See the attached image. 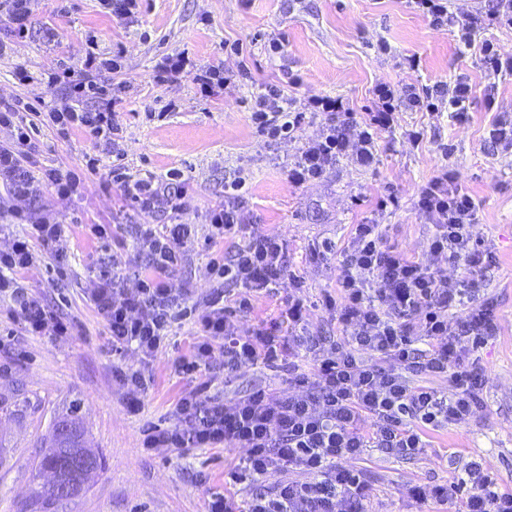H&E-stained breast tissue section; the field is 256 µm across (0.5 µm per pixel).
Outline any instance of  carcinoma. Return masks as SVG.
Listing matches in <instances>:
<instances>
[{
  "label": "carcinoma",
  "instance_id": "obj_1",
  "mask_svg": "<svg viewBox=\"0 0 512 512\" xmlns=\"http://www.w3.org/2000/svg\"><path fill=\"white\" fill-rule=\"evenodd\" d=\"M79 409L80 405H74L66 416L54 424L49 439V449L41 459L34 478L37 479L44 473L52 474L58 471L64 480L75 481L82 485L86 483V476L78 471H66L62 466L64 461L75 459L86 451L79 424Z\"/></svg>",
  "mask_w": 512,
  "mask_h": 512
}]
</instances>
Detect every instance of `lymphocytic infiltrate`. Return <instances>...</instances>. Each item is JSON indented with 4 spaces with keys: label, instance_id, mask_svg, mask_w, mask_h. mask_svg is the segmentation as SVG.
I'll use <instances>...</instances> for the list:
<instances>
[{
    "label": "lymphocytic infiltrate",
    "instance_id": "1",
    "mask_svg": "<svg viewBox=\"0 0 512 512\" xmlns=\"http://www.w3.org/2000/svg\"><path fill=\"white\" fill-rule=\"evenodd\" d=\"M415 9L436 28L456 30L465 51L478 56L491 81L486 99L495 95L496 79L512 76V55L501 53L485 38L489 27L512 29V0H490L486 12L457 16L446 0H411ZM185 54L170 56L156 67L154 82L163 87L192 77L202 94L248 79L245 61L232 67L211 66L191 70ZM121 68L118 58L87 53L79 67L56 62L47 71V83L62 94L48 105L45 117L59 135L85 128L113 156H121L123 130L116 120L118 102L112 76ZM473 87L466 75L450 83L438 82L422 90H409L397 101L387 84L375 89L372 108L357 114L342 100L314 96L295 108L283 86H261L251 106L250 119L257 136L270 140L296 137L306 117L322 116V135L306 143L288 171L290 184L300 186L322 179L348 156L359 165H371L381 133L395 128L399 108L448 114L459 125L469 119ZM36 108L24 99L0 101V127L10 129L0 141V212L13 223L28 224L30 235L0 249V294H11V317L22 320L35 336H68L74 321L48 311L42 300L25 291L19 278L43 256L56 263L58 282L68 278L63 243L69 226L62 218L33 208L42 186L58 197L83 194L95 162L83 167L59 166L36 173V144L32 140ZM112 183L121 196L143 216L159 212L176 216L173 224L136 225L135 240L146 270L135 289L124 286V263L113 255L93 277L88 296L106 322L114 354L135 350L149 363L162 349L175 324L189 315L180 299L187 288L173 287L170 278L187 260L195 234L191 224L179 223L187 209L180 170L167 179L130 178L122 165L112 167ZM244 179L224 185V199L209 210L210 240H233L227 253L209 261L223 293L207 302L196 322L203 336L189 356L181 358L182 373L212 370L215 341L224 347V371L233 373L244 364L287 363L288 383L298 394L281 399L262 388L231 401L207 396L208 382L186 391L176 406L178 422L154 425L143 433L142 446L151 448H242L246 454L226 474L229 485L248 493L246 504L234 494L212 497L207 512H366L369 488L349 459L375 448L389 454L418 456L431 446L428 430L467 424L473 418L484 386L470 366L472 355L493 339L498 326L492 309L481 301L479 284L495 263V253L474 241L471 228L478 204L456 184L447 166L418 191L417 208L432 224L431 261L414 260L387 246L378 216L387 208L379 202L377 218L356 225L344 249L325 242L312 248V256L339 253L336 291L324 294L322 308L344 333L332 343L311 336L306 307L289 300L281 318L258 323L242 335L240 322L250 315L252 300L289 286L302 287L299 276L286 266L287 243L247 220ZM463 265L464 277L449 279L444 263ZM456 319H449V312ZM311 354L313 372L301 371L292 360ZM374 361H367V354ZM414 375H443L447 389L412 384ZM298 470L302 481L266 487L271 474ZM417 498L448 504L453 512H512V493L501 491L497 480L477 460L470 461L462 478L446 486L418 490Z\"/></svg>",
    "mask_w": 512,
    "mask_h": 512
}]
</instances>
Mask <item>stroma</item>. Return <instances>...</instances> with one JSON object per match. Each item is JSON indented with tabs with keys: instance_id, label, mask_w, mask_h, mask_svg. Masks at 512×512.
I'll use <instances>...</instances> for the list:
<instances>
[{
	"instance_id": "1",
	"label": "stroma",
	"mask_w": 512,
	"mask_h": 512,
	"mask_svg": "<svg viewBox=\"0 0 512 512\" xmlns=\"http://www.w3.org/2000/svg\"><path fill=\"white\" fill-rule=\"evenodd\" d=\"M139 19L126 24L103 13L98 0H41L30 34L14 53L0 58V98L51 101L58 91L41 80L54 60L79 66L88 45L97 51H123L124 71L113 79L123 129L122 164L128 175L165 178L183 172L189 209L183 222L197 225L198 235L187 264L171 279L173 287L190 284L184 306L204 310L214 286L208 271L211 252H225L230 241L205 246L208 207L224 198V183L246 180L248 217L261 230L288 243L289 272L300 276L298 294L310 305V332L330 342L342 331L317 300L334 291L336 260L312 259L313 244L324 240L344 248L353 225L371 216L377 201L394 194L383 232L389 246L429 261L432 224L416 207V193L445 165L479 205L473 238L491 246L497 264L481 283V298L492 302L498 332L474 355L485 386L482 405L466 426L430 432L424 456L388 455L372 449L353 459L371 487L369 512H444L415 497L419 486L446 485L464 464L480 457L505 490L512 491V156L494 152L486 131L495 113H512V77L499 79L494 105H487L488 82L478 56L461 54L453 29L433 28L409 0H141ZM59 33L50 47L42 39L44 24ZM282 49L271 53L269 43ZM242 44L251 76L212 97L201 96L192 79L157 87L153 81L163 56L188 53L198 66L234 64L225 44ZM419 57L418 70L404 67L405 56ZM26 66L35 80L19 84L16 66ZM466 74L473 86L470 119L465 125L422 111L399 112L393 132L378 141L377 163L366 169L347 160L322 180L293 186L288 169L303 142L320 136L325 120H306L298 139L264 141L254 136L250 100L263 83H286L290 99L313 95L342 99L352 111L371 106L377 85L430 86ZM35 141L41 166H76L88 159L102 166L86 194L62 200L43 189L37 204L70 223L67 241L69 276L55 286L54 262L42 258L22 278L27 292L39 296L54 313L73 319V335H31L10 317L13 302L0 297V512H32L40 483L33 474L48 446L54 422L79 404L88 447L102 457V469L64 512H205L212 495L225 491L224 472L240 450L221 448L142 449L149 425L177 423L176 404L191 381L177 369L179 359L200 339L193 319L172 329L167 346L149 364L127 352L116 356L105 320L91 303L87 288L92 271L115 251L111 238H95L94 224L138 222L137 213L112 187V159L103 156L94 137L77 130L61 137L39 121ZM425 132L422 143L409 138ZM143 368L149 381L133 393L119 384L117 369ZM209 396L230 400L261 387L276 396L289 393L288 373L261 364L246 365L231 376L211 373ZM139 399V412L128 402Z\"/></svg>"
}]
</instances>
